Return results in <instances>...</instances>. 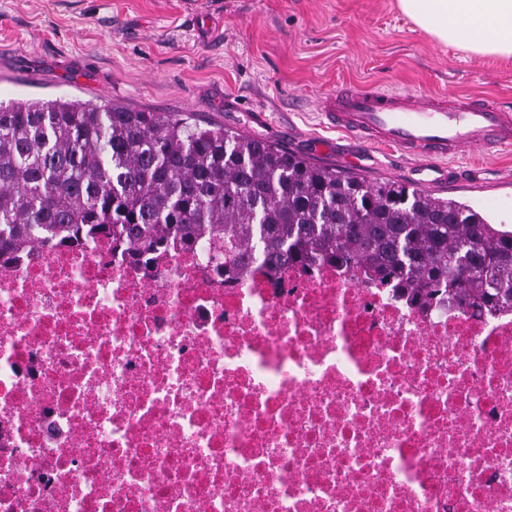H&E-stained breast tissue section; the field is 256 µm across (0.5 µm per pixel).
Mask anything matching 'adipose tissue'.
Here are the masks:
<instances>
[{
	"mask_svg": "<svg viewBox=\"0 0 512 512\" xmlns=\"http://www.w3.org/2000/svg\"><path fill=\"white\" fill-rule=\"evenodd\" d=\"M420 29L475 53L512 56V0H398Z\"/></svg>",
	"mask_w": 512,
	"mask_h": 512,
	"instance_id": "1",
	"label": "adipose tissue"
}]
</instances>
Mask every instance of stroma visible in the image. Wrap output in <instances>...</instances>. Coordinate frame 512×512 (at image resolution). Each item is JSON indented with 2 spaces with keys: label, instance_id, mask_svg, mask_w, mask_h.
<instances>
[{
  "label": "stroma",
  "instance_id": "obj_1",
  "mask_svg": "<svg viewBox=\"0 0 512 512\" xmlns=\"http://www.w3.org/2000/svg\"><path fill=\"white\" fill-rule=\"evenodd\" d=\"M490 95L512 110V57L417 28L397 0H0V101L118 100L272 142L371 180L412 163L332 127L316 104L346 84ZM422 190L512 225V149L444 160Z\"/></svg>",
  "mask_w": 512,
  "mask_h": 512
}]
</instances>
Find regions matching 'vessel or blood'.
I'll return each instance as SVG.
<instances>
[{
	"instance_id": "1",
	"label": "vessel or blood",
	"mask_w": 512,
	"mask_h": 512,
	"mask_svg": "<svg viewBox=\"0 0 512 512\" xmlns=\"http://www.w3.org/2000/svg\"><path fill=\"white\" fill-rule=\"evenodd\" d=\"M318 108L338 130L427 161L471 148L512 147V112L492 98L345 87L321 96Z\"/></svg>"
}]
</instances>
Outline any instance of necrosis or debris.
Masks as SVG:
<instances>
[{"instance_id":"4bbe7bcc","label":"necrosis or debris","mask_w":512,"mask_h":512,"mask_svg":"<svg viewBox=\"0 0 512 512\" xmlns=\"http://www.w3.org/2000/svg\"><path fill=\"white\" fill-rule=\"evenodd\" d=\"M0 512H512V311L202 249L0 259Z\"/></svg>"}]
</instances>
